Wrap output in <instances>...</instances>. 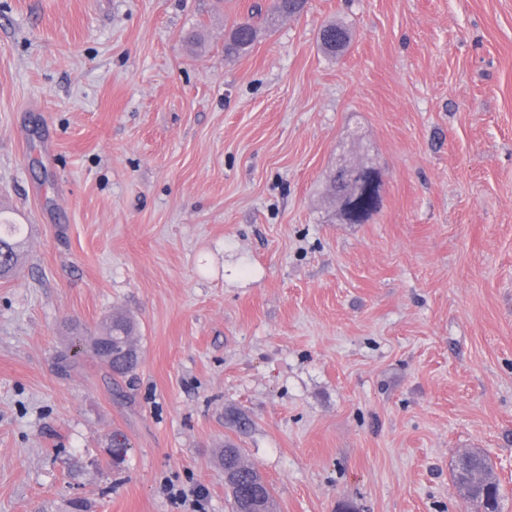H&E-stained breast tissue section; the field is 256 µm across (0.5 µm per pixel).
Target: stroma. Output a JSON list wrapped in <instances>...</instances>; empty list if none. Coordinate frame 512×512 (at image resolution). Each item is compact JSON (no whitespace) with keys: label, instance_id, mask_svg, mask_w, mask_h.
<instances>
[{"label":"stroma","instance_id":"35a3bbf8","mask_svg":"<svg viewBox=\"0 0 512 512\" xmlns=\"http://www.w3.org/2000/svg\"><path fill=\"white\" fill-rule=\"evenodd\" d=\"M252 2L0 0V512H231L228 440L277 512H476L471 448L512 512V0H307L225 55ZM115 313L135 373L60 371ZM319 34V47L329 57L343 53L351 40L350 29L344 22H330L322 27ZM0 279L12 278L19 273V256L22 247L20 224H2L0 222Z\"/></svg>","mask_w":512,"mask_h":512}]
</instances>
